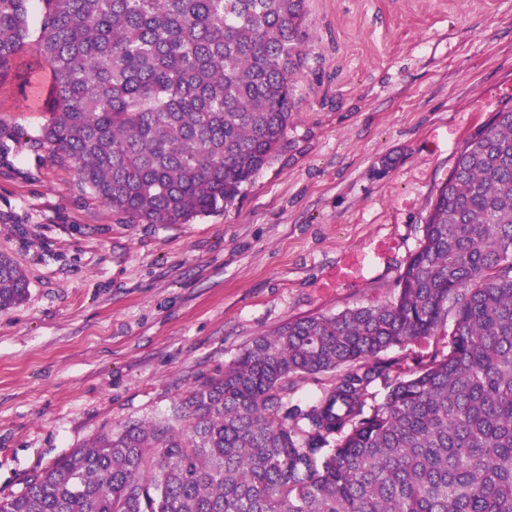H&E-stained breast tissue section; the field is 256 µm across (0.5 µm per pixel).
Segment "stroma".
Listing matches in <instances>:
<instances>
[{"label":"stroma","instance_id":"35a3bbf8","mask_svg":"<svg viewBox=\"0 0 512 512\" xmlns=\"http://www.w3.org/2000/svg\"><path fill=\"white\" fill-rule=\"evenodd\" d=\"M306 10L285 145L224 209L132 224L72 167L25 149L0 164V253L30 288L0 312V498L101 427L167 414L288 320L396 295L460 147L512 106V0ZM48 83L24 52L0 120L36 132ZM353 252L359 278L326 287Z\"/></svg>","mask_w":512,"mask_h":512}]
</instances>
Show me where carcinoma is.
Listing matches in <instances>:
<instances>
[{
  "label": "carcinoma",
  "mask_w": 512,
  "mask_h": 512,
  "mask_svg": "<svg viewBox=\"0 0 512 512\" xmlns=\"http://www.w3.org/2000/svg\"><path fill=\"white\" fill-rule=\"evenodd\" d=\"M0 0V78L49 67L19 148L76 169L132 224H185L235 199L278 153L305 62V0ZM29 292L0 254V311ZM455 328L406 377L379 353ZM341 370L312 403L287 383ZM388 392L368 402V386ZM0 512H512V109L478 128L433 201L399 292L292 319L173 404L102 428L0 500Z\"/></svg>",
  "instance_id": "carcinoma-1"
}]
</instances>
